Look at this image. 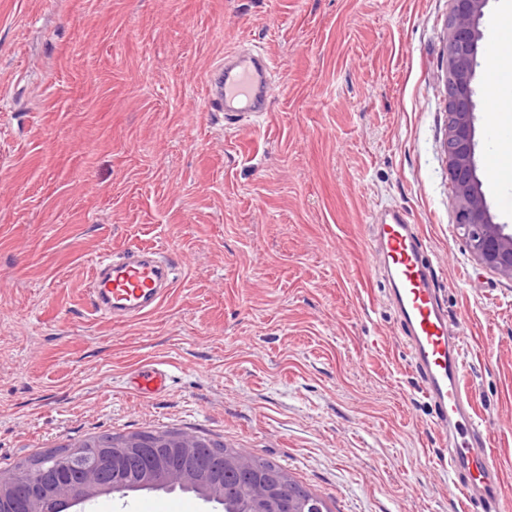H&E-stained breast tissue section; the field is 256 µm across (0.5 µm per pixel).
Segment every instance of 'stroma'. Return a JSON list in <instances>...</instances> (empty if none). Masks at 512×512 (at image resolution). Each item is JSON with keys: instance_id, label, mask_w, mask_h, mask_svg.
Wrapping results in <instances>:
<instances>
[{"instance_id": "35a3bbf8", "label": "stroma", "mask_w": 512, "mask_h": 512, "mask_svg": "<svg viewBox=\"0 0 512 512\" xmlns=\"http://www.w3.org/2000/svg\"><path fill=\"white\" fill-rule=\"evenodd\" d=\"M500 0L479 29L477 173ZM451 0H0V470L102 433L172 429L275 462L331 512H483L449 495L368 226L397 208L431 255L466 387L512 492V278L455 223ZM275 62L267 112L205 108L226 50ZM153 249L144 318L91 304L98 256ZM156 361L168 389L140 398ZM168 373L164 363L156 362L148 365L132 378L130 389L137 395L156 396L165 390Z\"/></svg>"}]
</instances>
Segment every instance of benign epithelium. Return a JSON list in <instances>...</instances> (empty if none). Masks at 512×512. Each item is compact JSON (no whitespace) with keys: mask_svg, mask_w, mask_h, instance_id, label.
Instances as JSON below:
<instances>
[{"mask_svg":"<svg viewBox=\"0 0 512 512\" xmlns=\"http://www.w3.org/2000/svg\"><path fill=\"white\" fill-rule=\"evenodd\" d=\"M453 9L448 22L446 44V91L448 133L446 158L448 176L454 189L456 224L463 229L470 252L483 267L512 278V232H505L506 225L497 224L490 213L482 182L477 175L474 159V88L472 86L481 38L479 21L488 0H452ZM140 440L129 437L119 445L97 451L94 464L85 471L81 482L73 484L68 478V468L79 459L75 451L57 455L59 468L57 481L38 489L40 495L56 503L59 512L78 506L103 492L101 471L111 470L112 458L127 454L139 447ZM171 446L185 454L182 468L162 475L147 473L136 484L112 479V492L123 495L130 491L151 490L161 486L195 488L208 502L224 504L223 467L247 473L251 459L238 453L223 457V462L211 465L202 472L196 469L193 456L201 447L198 438L182 434ZM251 494L257 498H278L279 512H288V490L282 475L274 481L249 484ZM22 493V487L13 476L0 473V502Z\"/></svg>","mask_w":512,"mask_h":512,"instance_id":"benign-epithelium-1","label":"benign epithelium"}]
</instances>
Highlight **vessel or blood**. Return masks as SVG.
I'll return each mask as SVG.
<instances>
[{
	"mask_svg": "<svg viewBox=\"0 0 512 512\" xmlns=\"http://www.w3.org/2000/svg\"><path fill=\"white\" fill-rule=\"evenodd\" d=\"M273 64L259 51L234 49L211 70L205 106L225 116L265 111ZM372 243L379 248L378 272L389 284V304L406 327V341L438 429L455 436L448 450V491L467 502H481L487 512H512L505 496L501 466L490 452L492 434L479 420L463 381V328L449 330L432 284V262L414 225L397 209L375 217ZM170 286L168 267L153 251H127L101 257L90 278L95 308L112 318L142 317L153 311ZM168 373L163 363L148 365L132 378L141 396L164 391Z\"/></svg>",
	"mask_w": 512,
	"mask_h": 512,
	"instance_id": "b4317fda",
	"label": "vessel or blood"
}]
</instances>
